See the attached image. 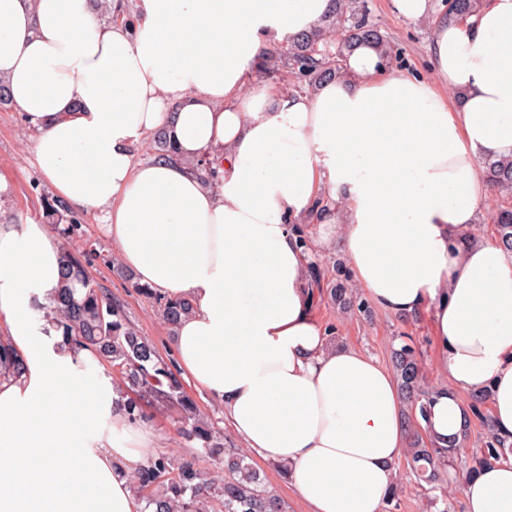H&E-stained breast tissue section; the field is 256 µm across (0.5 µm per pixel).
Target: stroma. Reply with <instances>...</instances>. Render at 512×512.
Returning <instances> with one entry per match:
<instances>
[{
	"mask_svg": "<svg viewBox=\"0 0 512 512\" xmlns=\"http://www.w3.org/2000/svg\"><path fill=\"white\" fill-rule=\"evenodd\" d=\"M369 7L373 21L388 33L394 45L397 53L394 67L432 78L428 51L433 31L431 17L411 20L400 16L393 11L390 0H370ZM40 139V132L26 124L16 108L0 109V179L9 187L7 197L0 201L1 218L17 224L42 219L43 200L51 196L52 190L35 166ZM75 216L78 227L71 237L61 238V246L88 253L89 271L94 280L121 303L127 320L154 345L160 357L166 363H173L171 331L154 303L134 288L133 278L117 275L112 270V239L102 212L79 210ZM313 311L324 325L335 326L338 344L359 349L387 368L392 365L393 349L402 345L404 337H412L422 351L427 382L441 383L431 311L385 315L371 307L346 315L326 296L315 299ZM178 420L176 409H148L142 426L153 437L154 452L187 454L194 450V443L186 442L179 434Z\"/></svg>",
	"mask_w": 512,
	"mask_h": 512,
	"instance_id": "1",
	"label": "stroma"
}]
</instances>
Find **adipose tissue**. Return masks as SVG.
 <instances>
[{"label": "adipose tissue", "instance_id": "1", "mask_svg": "<svg viewBox=\"0 0 512 512\" xmlns=\"http://www.w3.org/2000/svg\"><path fill=\"white\" fill-rule=\"evenodd\" d=\"M328 4L136 0L128 26L98 23L90 0H0V80L41 133L35 165L57 196L105 211L139 285L193 301L177 367L245 448L287 465L307 512H380L406 446L402 394L373 357L330 347L294 228L318 224L316 247L344 256L377 310L431 311L448 381L433 439L461 438L467 397L486 391L512 443V250L471 235L481 161L512 158V0L435 20L433 80L362 45L313 91L250 88L263 51ZM162 128L177 160H137ZM201 157L220 160L218 188L188 168ZM60 257L47 225L0 224V334L27 365L0 381V512H142L128 467L149 433L98 354L36 317ZM461 496L464 512H512V461L465 477Z\"/></svg>", "mask_w": 512, "mask_h": 512}]
</instances>
